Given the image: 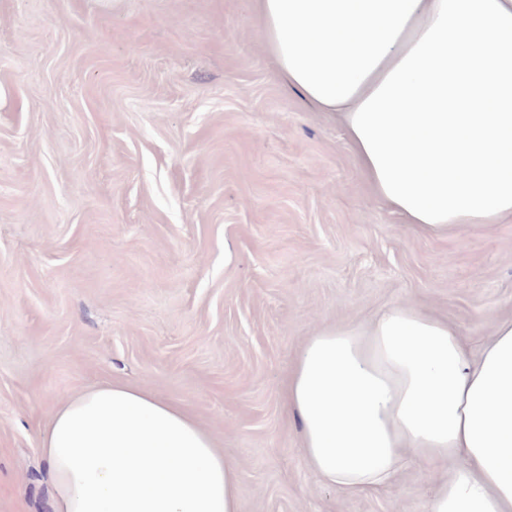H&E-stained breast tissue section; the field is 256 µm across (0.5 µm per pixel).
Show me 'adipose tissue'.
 <instances>
[{
  "label": "adipose tissue",
  "mask_w": 512,
  "mask_h": 512,
  "mask_svg": "<svg viewBox=\"0 0 512 512\" xmlns=\"http://www.w3.org/2000/svg\"><path fill=\"white\" fill-rule=\"evenodd\" d=\"M289 88L336 114L376 197L436 233L512 218V0H254ZM309 468L338 495L441 463L428 512H512V317L478 351L397 302L319 329L288 376ZM53 512H238L237 479L179 406L93 387L41 433Z\"/></svg>",
  "instance_id": "1"
}]
</instances>
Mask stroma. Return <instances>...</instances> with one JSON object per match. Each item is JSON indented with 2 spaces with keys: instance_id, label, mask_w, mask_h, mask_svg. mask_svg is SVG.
<instances>
[{
  "instance_id": "1",
  "label": "stroma",
  "mask_w": 512,
  "mask_h": 512,
  "mask_svg": "<svg viewBox=\"0 0 512 512\" xmlns=\"http://www.w3.org/2000/svg\"><path fill=\"white\" fill-rule=\"evenodd\" d=\"M399 301L478 348L512 314V220L403 223L251 0H0V512H50L41 432L107 382L180 404L239 512H427L439 467L339 496L284 402L309 336Z\"/></svg>"
}]
</instances>
